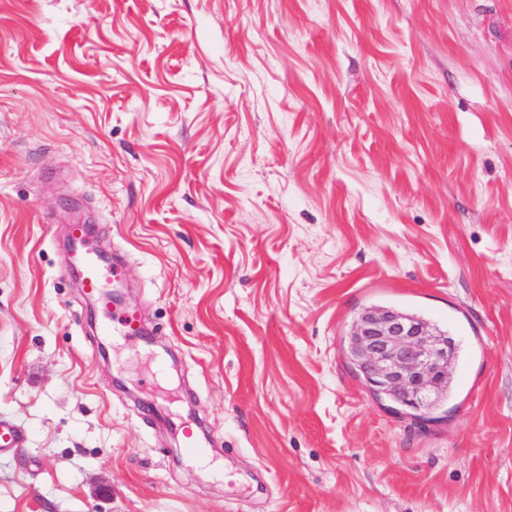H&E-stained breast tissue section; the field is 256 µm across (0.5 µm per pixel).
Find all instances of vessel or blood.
<instances>
[{
  "mask_svg": "<svg viewBox=\"0 0 512 512\" xmlns=\"http://www.w3.org/2000/svg\"><path fill=\"white\" fill-rule=\"evenodd\" d=\"M72 235L76 243L73 258L80 271L84 291L89 297L96 299L105 316L103 331L128 341L142 338L144 330L138 313L131 309L114 307L112 304L111 286L119 281L121 268L99 262L87 225H73Z\"/></svg>",
  "mask_w": 512,
  "mask_h": 512,
  "instance_id": "vessel-or-blood-1",
  "label": "vessel or blood"
}]
</instances>
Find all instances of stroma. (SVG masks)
<instances>
[{"mask_svg": "<svg viewBox=\"0 0 512 512\" xmlns=\"http://www.w3.org/2000/svg\"><path fill=\"white\" fill-rule=\"evenodd\" d=\"M372 306L460 347L424 420ZM0 423V512H512V0H0ZM72 235L77 244L73 253L75 265L80 271L85 293L96 299L106 320L102 324L105 333L122 336L127 341L142 339L144 334L138 313L131 309L112 308V300L123 302L124 295L112 293V283L119 281L122 269L113 265H103L98 260L97 250L93 247L92 237L86 224H73ZM350 356L358 374L377 397L421 418L434 403L457 362V349L430 323L393 308L365 310L352 325ZM453 386L441 406L452 397Z\"/></svg>", "mask_w": 512, "mask_h": 512, "instance_id": "1", "label": "stroma"}]
</instances>
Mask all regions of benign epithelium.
<instances>
[{
	"instance_id": "benign-epithelium-1",
	"label": "benign epithelium",
	"mask_w": 512,
	"mask_h": 512,
	"mask_svg": "<svg viewBox=\"0 0 512 512\" xmlns=\"http://www.w3.org/2000/svg\"><path fill=\"white\" fill-rule=\"evenodd\" d=\"M349 336L351 360L373 395L416 418L433 412L457 362L453 342L430 323L387 307L365 310Z\"/></svg>"
}]
</instances>
